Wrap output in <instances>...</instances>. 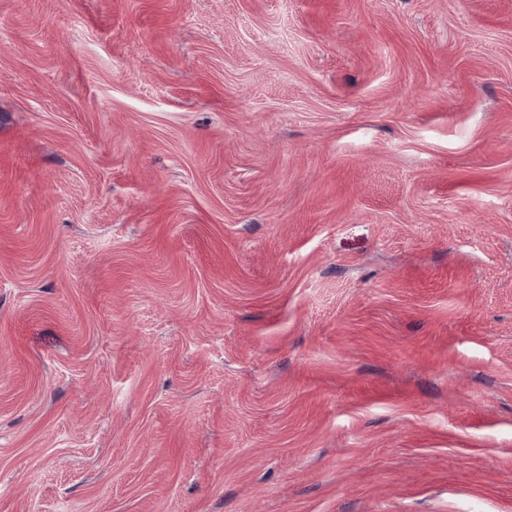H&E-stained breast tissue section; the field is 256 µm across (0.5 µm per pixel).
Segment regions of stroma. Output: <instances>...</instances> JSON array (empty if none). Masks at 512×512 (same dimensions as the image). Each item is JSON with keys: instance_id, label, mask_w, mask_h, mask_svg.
I'll return each instance as SVG.
<instances>
[{"instance_id": "stroma-1", "label": "stroma", "mask_w": 512, "mask_h": 512, "mask_svg": "<svg viewBox=\"0 0 512 512\" xmlns=\"http://www.w3.org/2000/svg\"><path fill=\"white\" fill-rule=\"evenodd\" d=\"M0 512H512V0H0Z\"/></svg>"}]
</instances>
